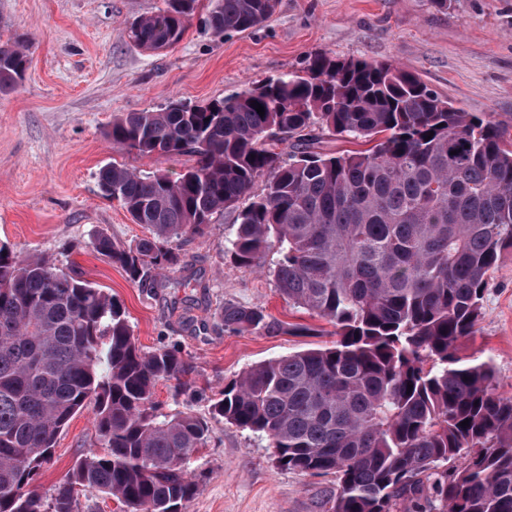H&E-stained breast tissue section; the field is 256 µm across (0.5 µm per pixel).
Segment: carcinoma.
Instances as JSON below:
<instances>
[{"mask_svg": "<svg viewBox=\"0 0 512 512\" xmlns=\"http://www.w3.org/2000/svg\"><path fill=\"white\" fill-rule=\"evenodd\" d=\"M197 2L163 0L131 24L130 40L173 47ZM277 4L211 0L207 22L242 33ZM26 64L23 42L0 43V93L20 86ZM324 133L370 147L322 153ZM107 137L193 165L176 178L102 167V193L149 235L125 247L98 233L97 253L134 282L161 283L178 262L174 243L237 207L233 262L253 267L277 248V290L336 327L331 346L225 383L213 417L266 438L280 469L335 475L320 512H512V395L498 391L491 362L461 354L490 273L512 254V144L500 123L452 106L410 71L317 53L298 72L203 105L128 112ZM216 318L227 333L308 331L261 306L226 302ZM189 371L174 348L143 352L104 290L0 245V512H46L29 486L89 405L100 450L55 485L53 512H76L85 487L124 512L183 508L198 489L187 460L206 445L208 422L162 411L154 394Z\"/></svg>", "mask_w": 512, "mask_h": 512, "instance_id": "carcinoma-1", "label": "carcinoma"}]
</instances>
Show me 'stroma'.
<instances>
[{
    "label": "stroma",
    "mask_w": 512,
    "mask_h": 512,
    "mask_svg": "<svg viewBox=\"0 0 512 512\" xmlns=\"http://www.w3.org/2000/svg\"><path fill=\"white\" fill-rule=\"evenodd\" d=\"M162 0H0V38L29 45L17 90L0 93V245L42 255L123 304L147 352L178 344L190 363L188 389L159 382L163 411L208 415L225 382L252 365L332 345L335 329L293 307L276 290L279 260L268 250L243 268L224 253L236 219L228 210L203 235L184 240L165 285L150 288L88 247L95 233L135 245L147 231L99 187L101 167L116 163L175 175L187 155L164 158L114 149L105 133L114 117L170 102L203 104L269 77L299 70L307 55L364 58L414 72L454 106L502 122L512 138V0H279L260 26L228 36L204 24L209 0L174 48L146 52L130 24ZM258 305L305 332L229 334L216 324L224 302ZM463 352L491 361L500 392L512 394V258L492 273L478 333ZM94 410L77 413L58 436L51 460L31 485L49 498L80 457L97 450ZM189 469L198 481L185 512H318L334 475L278 468L266 439L223 420L210 423L205 448Z\"/></svg>",
    "instance_id": "obj_1"
}]
</instances>
